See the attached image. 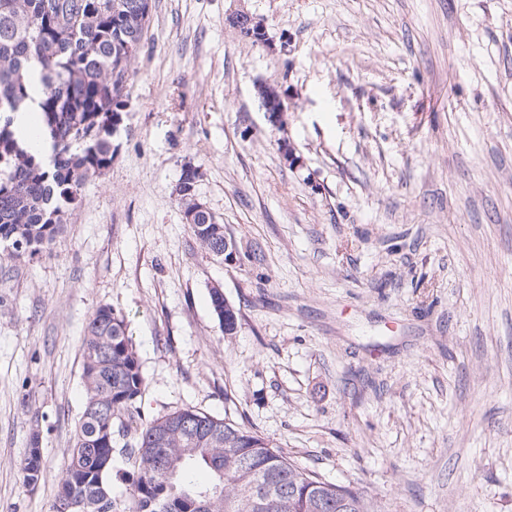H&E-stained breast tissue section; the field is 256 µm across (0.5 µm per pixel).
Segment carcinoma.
Instances as JSON below:
<instances>
[{
	"label": "carcinoma",
	"mask_w": 512,
	"mask_h": 512,
	"mask_svg": "<svg viewBox=\"0 0 512 512\" xmlns=\"http://www.w3.org/2000/svg\"><path fill=\"white\" fill-rule=\"evenodd\" d=\"M148 0H0V241L47 249L83 188L112 165V135L152 13ZM38 67L41 97L34 145L24 148L11 113L30 98ZM47 141L50 155L37 143ZM197 168L178 185L183 214L212 255L224 256V225L198 210ZM85 402L57 485L53 512L82 497L86 512H115L109 481L115 458L132 468L129 512H383L363 491L298 466L268 437L185 407L139 419L145 376L127 325L109 306L89 318L82 343ZM219 425L217 442L188 443L184 422ZM42 467L38 436L21 462L23 485Z\"/></svg>",
	"instance_id": "carcinoma-1"
}]
</instances>
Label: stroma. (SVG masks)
Listing matches in <instances>:
<instances>
[{
	"label": "stroma",
	"instance_id": "1",
	"mask_svg": "<svg viewBox=\"0 0 512 512\" xmlns=\"http://www.w3.org/2000/svg\"><path fill=\"white\" fill-rule=\"evenodd\" d=\"M135 66L50 252L0 242V512H51L102 305L144 418L231 415L385 512H512V0H154ZM189 165L235 262L184 222ZM42 467V456L39 448V439L31 440V447L23 461L21 462V472L23 474V485L32 486L38 481Z\"/></svg>",
	"mask_w": 512,
	"mask_h": 512
}]
</instances>
